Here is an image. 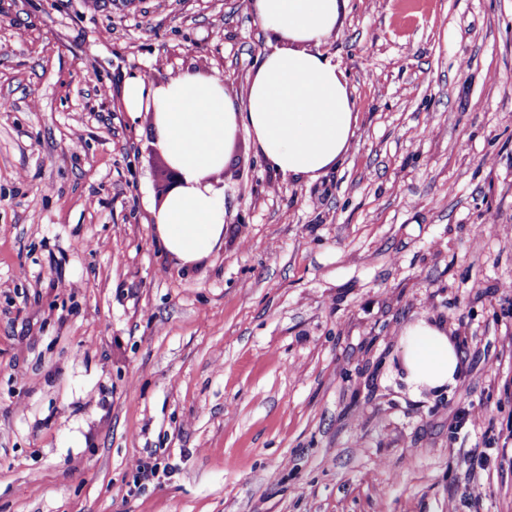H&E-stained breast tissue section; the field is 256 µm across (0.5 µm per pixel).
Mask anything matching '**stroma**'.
I'll return each mask as SVG.
<instances>
[{
	"label": "stroma",
	"instance_id": "35a3bbf8",
	"mask_svg": "<svg viewBox=\"0 0 512 512\" xmlns=\"http://www.w3.org/2000/svg\"><path fill=\"white\" fill-rule=\"evenodd\" d=\"M249 3L0 0V512H512V0H347L352 151L298 182L238 131L184 265L124 85L243 94ZM423 320L454 384L407 380Z\"/></svg>",
	"mask_w": 512,
	"mask_h": 512
}]
</instances>
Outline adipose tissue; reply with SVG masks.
I'll list each match as a JSON object with an SVG mask.
<instances>
[{
    "label": "adipose tissue",
    "mask_w": 512,
    "mask_h": 512,
    "mask_svg": "<svg viewBox=\"0 0 512 512\" xmlns=\"http://www.w3.org/2000/svg\"><path fill=\"white\" fill-rule=\"evenodd\" d=\"M346 2L251 0L268 49L247 74L245 101L220 77L191 70L162 87L140 74L127 80V112L154 107L157 143L184 177L155 216L159 242L180 262L209 256L222 237L224 191L212 176L223 170L239 128L253 135L270 168L298 181L317 180L350 152L354 102L345 73L322 50L338 35ZM405 336L413 382H455L460 354L442 328L417 324Z\"/></svg>",
    "instance_id": "1"
}]
</instances>
